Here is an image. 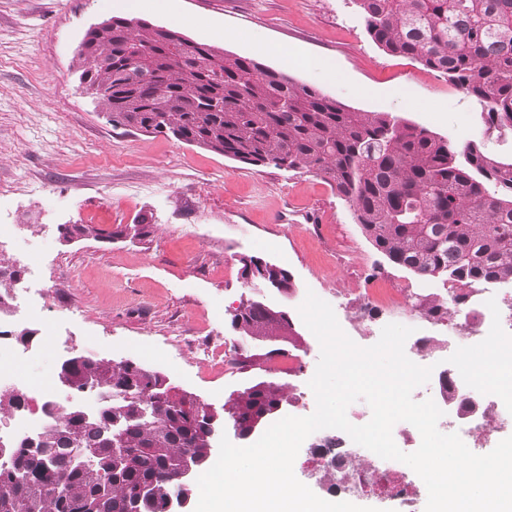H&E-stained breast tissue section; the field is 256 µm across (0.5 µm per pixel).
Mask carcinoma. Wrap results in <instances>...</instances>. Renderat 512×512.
Returning <instances> with one entry per match:
<instances>
[{"mask_svg": "<svg viewBox=\"0 0 512 512\" xmlns=\"http://www.w3.org/2000/svg\"><path fill=\"white\" fill-rule=\"evenodd\" d=\"M372 40L391 54L440 72L481 107L485 123L512 131V0H357ZM73 68L114 128L166 134L228 159L321 176L354 207L357 223L391 263L424 280L456 285L450 300L469 317L483 288L512 285V159L462 147L384 112L347 107L293 78L222 48L189 47L182 33L113 17L89 33ZM66 240L129 236L147 241L141 218L104 232L63 224ZM245 279L280 293L287 270L242 260ZM414 310L448 315L435 295ZM232 326L270 358L297 341L288 312L250 297ZM72 392L96 386L93 412L67 409L34 447L11 444L0 468V512H170L183 458L209 459L216 439L211 405L173 397L137 366L77 355ZM439 385L463 412L444 373ZM288 402L282 385L259 381L219 414L242 438Z\"/></svg>", "mask_w": 512, "mask_h": 512, "instance_id": "carcinoma-1", "label": "carcinoma"}]
</instances>
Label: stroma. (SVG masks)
Wrapping results in <instances>:
<instances>
[{
    "instance_id": "35a3bbf8",
    "label": "stroma",
    "mask_w": 512,
    "mask_h": 512,
    "mask_svg": "<svg viewBox=\"0 0 512 512\" xmlns=\"http://www.w3.org/2000/svg\"><path fill=\"white\" fill-rule=\"evenodd\" d=\"M120 13L111 0H0V180L14 185L0 195V224L13 235L0 254L23 268L36 258L41 280L60 284L42 311L58 346L28 365L34 378L90 349L161 372L217 409L237 391L274 380L288 396L285 414L303 417L316 407L304 392L320 356L298 312L307 292L333 305L362 347L390 323L419 338L447 334V319L422 317L411 305L367 304L372 284L421 295L443 287L388 262L321 177L112 128L79 90L72 62L90 26ZM135 16L165 27L186 17L183 33L193 41L256 60L351 108L387 112L452 143L512 157V132L489 129L479 105L448 79L379 48L355 0H167L165 11ZM321 58L332 60V74L311 68ZM143 215L156 226L146 246L60 239L63 224L109 231ZM251 256L288 270L293 293L257 292L242 276L241 260ZM259 293L292 318L303 372L257 359L227 374L196 351L200 336L221 337L236 357L252 351L231 316Z\"/></svg>"
}]
</instances>
